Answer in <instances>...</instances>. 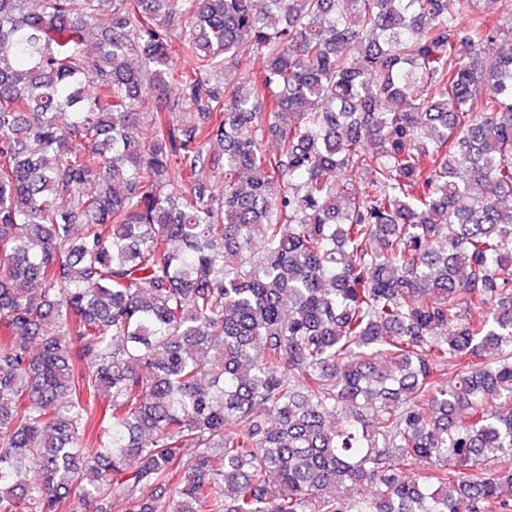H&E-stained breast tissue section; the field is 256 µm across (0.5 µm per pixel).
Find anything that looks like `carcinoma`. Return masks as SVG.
I'll list each match as a JSON object with an SVG mask.
<instances>
[{"label": "carcinoma", "mask_w": 512, "mask_h": 512, "mask_svg": "<svg viewBox=\"0 0 512 512\" xmlns=\"http://www.w3.org/2000/svg\"><path fill=\"white\" fill-rule=\"evenodd\" d=\"M461 5L0 0V512H512V28Z\"/></svg>", "instance_id": "carcinoma-1"}]
</instances>
